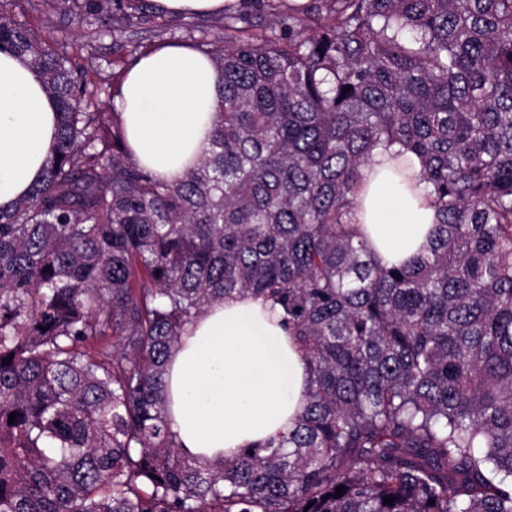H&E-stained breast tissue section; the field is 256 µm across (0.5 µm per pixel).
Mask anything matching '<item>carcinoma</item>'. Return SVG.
I'll list each match as a JSON object with an SVG mask.
<instances>
[{
    "label": "carcinoma",
    "instance_id": "carcinoma-1",
    "mask_svg": "<svg viewBox=\"0 0 512 512\" xmlns=\"http://www.w3.org/2000/svg\"><path fill=\"white\" fill-rule=\"evenodd\" d=\"M28 2L0 0V52L39 77L57 133L0 208V512H512V0H235L196 44L222 75L210 149L172 182L116 105L140 46L105 86ZM55 2L100 35L162 19ZM393 145L437 222L388 267L352 217ZM245 293L285 312L304 406L205 463L171 431L168 363Z\"/></svg>",
    "mask_w": 512,
    "mask_h": 512
}]
</instances>
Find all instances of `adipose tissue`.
Listing matches in <instances>:
<instances>
[{
  "label": "adipose tissue",
  "mask_w": 512,
  "mask_h": 512,
  "mask_svg": "<svg viewBox=\"0 0 512 512\" xmlns=\"http://www.w3.org/2000/svg\"><path fill=\"white\" fill-rule=\"evenodd\" d=\"M219 74L193 47L141 56L122 83L121 120L141 166L180 178L209 148ZM57 114L37 75L0 53V206L28 193L55 137ZM394 150L363 172L355 222L376 257L400 265L420 254L436 216L423 184L396 175ZM281 309L248 294L213 304L185 328L169 362L171 428L186 452L216 463L288 429L303 407L305 363Z\"/></svg>",
  "instance_id": "1"
}]
</instances>
